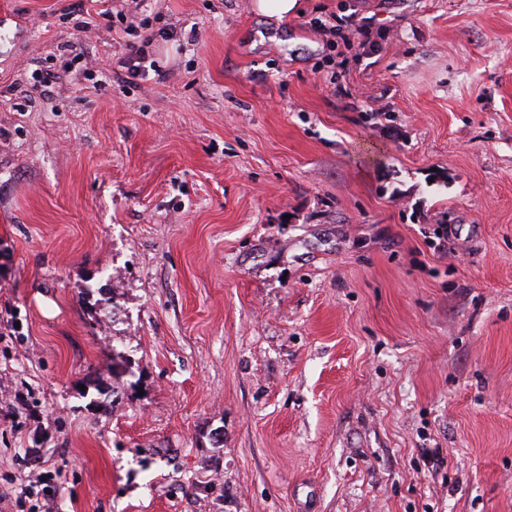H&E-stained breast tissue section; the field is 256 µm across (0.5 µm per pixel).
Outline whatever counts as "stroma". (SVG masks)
Wrapping results in <instances>:
<instances>
[{"mask_svg": "<svg viewBox=\"0 0 512 512\" xmlns=\"http://www.w3.org/2000/svg\"><path fill=\"white\" fill-rule=\"evenodd\" d=\"M75 2L0 0V512H512V0ZM298 0H257L258 13L273 21H280L297 10Z\"/></svg>", "mask_w": 512, "mask_h": 512, "instance_id": "stroma-1", "label": "stroma"}]
</instances>
